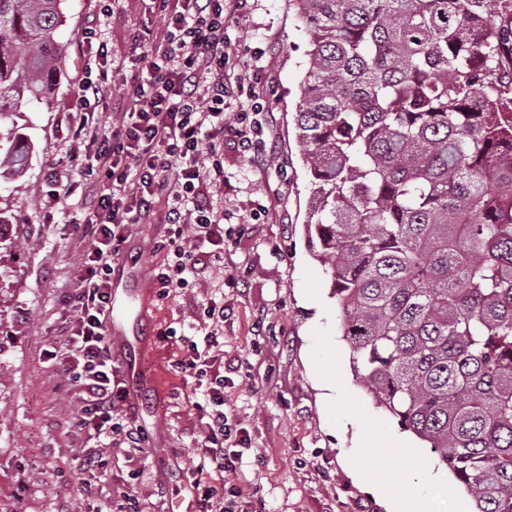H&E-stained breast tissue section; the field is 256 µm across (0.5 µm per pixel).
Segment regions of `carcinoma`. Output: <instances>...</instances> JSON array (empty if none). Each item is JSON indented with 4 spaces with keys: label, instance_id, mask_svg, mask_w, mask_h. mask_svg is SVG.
I'll return each mask as SVG.
<instances>
[{
    "label": "carcinoma",
    "instance_id": "carcinoma-1",
    "mask_svg": "<svg viewBox=\"0 0 512 512\" xmlns=\"http://www.w3.org/2000/svg\"><path fill=\"white\" fill-rule=\"evenodd\" d=\"M63 0H0V177L65 61ZM306 231L353 372L475 512H512V0H291ZM33 248L0 235V250Z\"/></svg>",
    "mask_w": 512,
    "mask_h": 512
}]
</instances>
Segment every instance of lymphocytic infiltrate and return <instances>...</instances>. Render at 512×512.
<instances>
[{
    "mask_svg": "<svg viewBox=\"0 0 512 512\" xmlns=\"http://www.w3.org/2000/svg\"><path fill=\"white\" fill-rule=\"evenodd\" d=\"M249 0H157L161 32L139 53L142 68L123 93V108L110 125L97 117L112 98V71L104 49H93L99 37L89 27L83 43L88 61L98 70L84 76L71 108L76 134L85 144L84 170L92 174L81 193L71 185L54 199L76 224L87 244L85 258L66 295L69 311L66 343L59 355L71 381L77 407L73 427L82 440V485L93 493L112 479L101 454L109 447L139 446L142 430L121 414L128 391L116 380L107 335L111 313L112 264L133 225L162 221L171 227L172 265L154 276L162 294L198 276L214 249L224 243V214L215 208L204 174H224V139L237 138L244 157L254 158L263 134L259 120L231 124L224 86L225 25L228 15L246 10ZM200 339L172 368L183 376L206 378L202 392L204 430L196 461L187 470L196 497V512H235L225 490L207 480L209 469L238 473L245 439H233L224 411V377L219 338L224 308L204 305ZM236 440L238 452L225 449Z\"/></svg>",
    "mask_w": 512,
    "mask_h": 512,
    "instance_id": "lymphocytic-infiltrate-1",
    "label": "lymphocytic infiltrate"
}]
</instances>
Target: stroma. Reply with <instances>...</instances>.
<instances>
[{"instance_id": "obj_1", "label": "stroma", "mask_w": 512, "mask_h": 512, "mask_svg": "<svg viewBox=\"0 0 512 512\" xmlns=\"http://www.w3.org/2000/svg\"><path fill=\"white\" fill-rule=\"evenodd\" d=\"M63 10L66 66L54 93L24 116L34 144L30 168L0 185L19 234L37 243L0 257V423L9 428L0 436V461L22 512H96L98 498L117 506L130 495L140 512H194L186 471L202 432L198 381L175 374L171 360L202 305L213 300L223 301L227 313L224 356L239 362L224 380V410L250 448L238 475L216 471L212 482L239 488L242 512H386L383 497L393 491L423 498L427 512H472L470 496L450 472L432 484L409 481L418 465L433 466L432 453L354 377L329 273L313 257L305 231L311 183L295 112L310 36L290 0H252L249 10L226 21L229 111L262 103L267 157L255 165L232 143L224 145V188L213 196L228 232L223 260L165 297L153 281L155 268L171 257L165 225L131 230L127 246L145 281L147 315L137 319L140 304L133 301L115 304L112 316L141 322L133 343L145 381L130 387L128 410L147 440L104 453L111 484L101 497L81 495L75 404L53 353L65 343L63 298L86 244L53 192L77 163L70 108L87 62L85 27L100 17L120 82L133 73L136 39L162 25L152 0H64ZM258 51L264 67L254 83L247 76ZM167 327L176 336L159 339ZM325 380L336 386L334 402L323 397Z\"/></svg>"}]
</instances>
